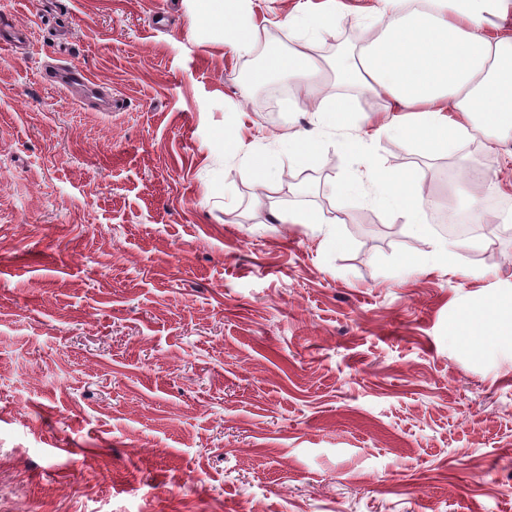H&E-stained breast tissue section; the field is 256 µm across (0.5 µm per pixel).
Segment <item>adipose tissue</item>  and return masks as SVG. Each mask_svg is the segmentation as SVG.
Returning <instances> with one entry per match:
<instances>
[{"mask_svg": "<svg viewBox=\"0 0 512 512\" xmlns=\"http://www.w3.org/2000/svg\"><path fill=\"white\" fill-rule=\"evenodd\" d=\"M242 0H193L198 16L217 19L224 42L239 54L251 53L257 27L245 23ZM375 25L363 27L352 57L324 65L307 51L309 42L323 38L344 13L335 0L324 6L302 0L289 14V26L299 29L304 44L285 52L268 53L250 79L264 83L287 75L298 85L294 107L314 113L312 129L280 135L279 150L294 158L315 161L324 129L349 131L345 145H361L353 135L351 101L338 94L341 86L384 100L387 118L379 130L417 140L430 156L447 152L450 144L480 136L497 145L512 140V32L497 31V21L512 11V0H378ZM375 203L398 211L408 231L424 242L423 255L404 257L410 272L432 267L455 275L465 240L437 239L422 213L421 179L409 168L383 169L375 180ZM276 224L321 227L325 242L343 245L344 217L327 218L315 209L273 212ZM448 339L467 348L492 350L512 343V286L460 310L448 323Z\"/></svg>", "mask_w": 512, "mask_h": 512, "instance_id": "adipose-tissue-1", "label": "adipose tissue"}]
</instances>
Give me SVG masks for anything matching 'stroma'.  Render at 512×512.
I'll use <instances>...</instances> for the list:
<instances>
[{"label":"stroma","instance_id":"1","mask_svg":"<svg viewBox=\"0 0 512 512\" xmlns=\"http://www.w3.org/2000/svg\"><path fill=\"white\" fill-rule=\"evenodd\" d=\"M299 0H242L259 28L232 54L192 0H0V512H512V354L448 341L462 305L512 285V235L461 266L423 252L366 195L375 169L481 167L512 215V155L483 139L424 155L375 137L381 100L352 93L369 164L328 132L314 165L275 136L311 128L287 76H249L295 33ZM312 45L352 50L377 0ZM87 71L112 110L52 83ZM284 170L261 189L246 162ZM344 212V247L271 209Z\"/></svg>","mask_w":512,"mask_h":512}]
</instances>
